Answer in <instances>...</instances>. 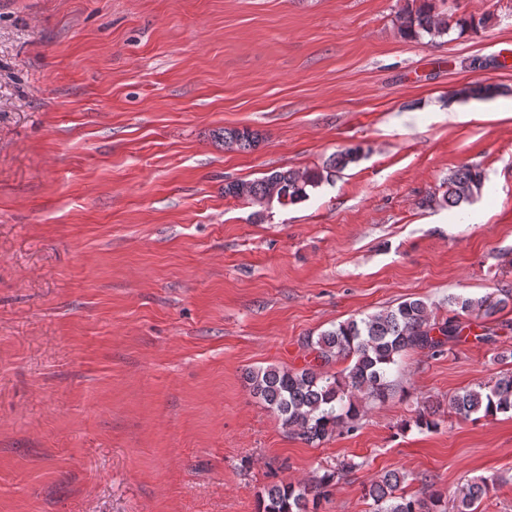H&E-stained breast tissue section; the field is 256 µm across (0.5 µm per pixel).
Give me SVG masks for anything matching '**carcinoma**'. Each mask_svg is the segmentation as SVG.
Here are the masks:
<instances>
[{"label":"carcinoma","instance_id":"obj_1","mask_svg":"<svg viewBox=\"0 0 512 512\" xmlns=\"http://www.w3.org/2000/svg\"><path fill=\"white\" fill-rule=\"evenodd\" d=\"M485 21L484 17L473 16L450 21L447 15L436 11L434 0H412L403 10L401 32L414 40L425 34L434 38L453 28L476 32ZM498 93V87L483 84H471L461 90L466 97L478 98ZM215 138L225 147L233 146L241 152L255 149L260 142V134L247 127L224 128ZM360 154V148L348 147L330 157L320 169L274 170L256 180L230 181L224 184V196L260 205L269 187L279 184L283 197L277 203L295 204L308 197V190L356 162ZM484 183L479 168L464 165L450 178L446 190L430 197L428 204L457 207L481 195ZM511 301L512 293L502 298L491 294L479 298L450 295L448 307L453 316L438 322L426 302L405 300L393 308L350 318L308 341L315 353L314 365L300 370L249 369L244 379L250 394L279 419L282 428L308 443H320L338 431H355L372 404L389 398L394 389L393 371L405 353L421 350L437 356L448 342L462 338L464 326L459 315L493 319ZM335 361H346L348 365L339 374L325 370ZM448 410L464 419L512 414V372H502L487 383L449 397ZM437 413L430 405L423 407L415 420L417 427L437 429ZM339 475L336 470H327L308 482L270 485L259 501L258 512H318ZM408 477L407 473L392 470L363 487L374 512H447L440 492L430 490L425 498L406 496L402 485ZM488 492L485 480L462 487L454 499L455 512H475V504Z\"/></svg>","mask_w":512,"mask_h":512}]
</instances>
